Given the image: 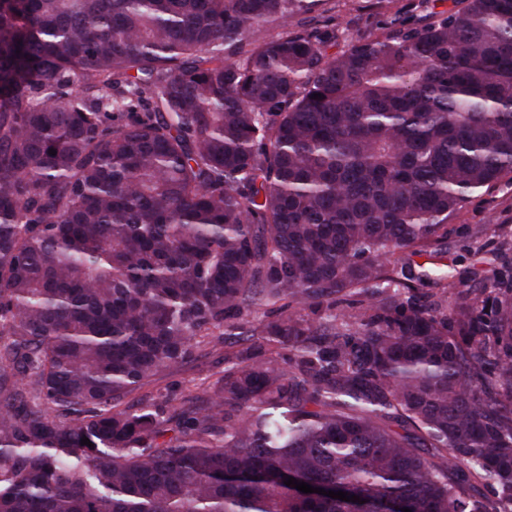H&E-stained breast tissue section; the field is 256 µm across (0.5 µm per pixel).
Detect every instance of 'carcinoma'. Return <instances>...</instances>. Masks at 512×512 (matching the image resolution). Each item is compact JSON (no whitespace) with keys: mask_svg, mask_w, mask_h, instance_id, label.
I'll return each mask as SVG.
<instances>
[{"mask_svg":"<svg viewBox=\"0 0 512 512\" xmlns=\"http://www.w3.org/2000/svg\"><path fill=\"white\" fill-rule=\"evenodd\" d=\"M315 2L0 0V512H512V276L395 258L512 174V0ZM376 1L322 0L315 12L302 15L296 21H323L333 16L336 24V45L328 43L325 46L326 54L332 56L359 36H380L398 16L405 17L410 22H417L427 13L421 6L422 0H384L381 3ZM230 342L224 347L195 351L188 360L164 370L145 390L159 391L173 403L188 394H202L204 380L224 370V351L229 349Z\"/></svg>","mask_w":512,"mask_h":512,"instance_id":"obj_1","label":"carcinoma"}]
</instances>
